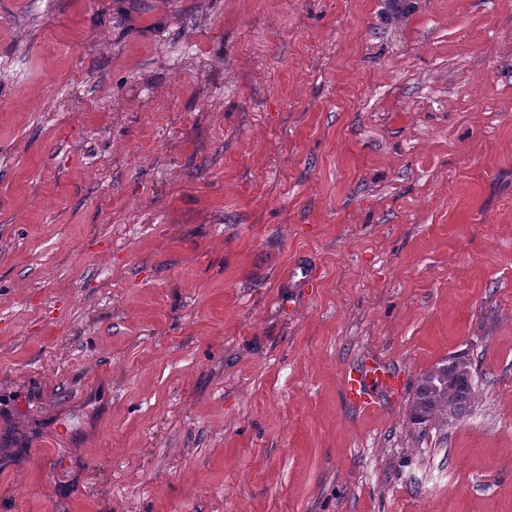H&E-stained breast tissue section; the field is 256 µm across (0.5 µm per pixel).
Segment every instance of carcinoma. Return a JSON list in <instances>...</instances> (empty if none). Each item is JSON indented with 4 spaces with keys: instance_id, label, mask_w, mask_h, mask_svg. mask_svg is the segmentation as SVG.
<instances>
[{
    "instance_id": "carcinoma-1",
    "label": "carcinoma",
    "mask_w": 512,
    "mask_h": 512,
    "mask_svg": "<svg viewBox=\"0 0 512 512\" xmlns=\"http://www.w3.org/2000/svg\"><path fill=\"white\" fill-rule=\"evenodd\" d=\"M474 398L475 384L471 377L456 381L443 392V396L434 398L430 396L426 378L422 376L410 402V422L418 426L432 423L445 425L448 423V412L451 411L456 418H461L471 410Z\"/></svg>"
}]
</instances>
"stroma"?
Segmentation results:
<instances>
[{"label":"stroma","instance_id":"35a3bbf8","mask_svg":"<svg viewBox=\"0 0 512 512\" xmlns=\"http://www.w3.org/2000/svg\"><path fill=\"white\" fill-rule=\"evenodd\" d=\"M0 512H512V0H0ZM448 369L450 374H448ZM426 372L418 380L410 402L409 419L411 424L418 426H427L432 423L448 425L454 420L448 408L456 415V419L471 410L475 398L474 376L458 380L448 387L451 377L471 374L469 359L462 354H452L435 364L430 371L429 385L435 394L443 392V396L439 398L430 396L426 385ZM447 389L448 391H445ZM396 386L393 372L384 364L375 360H365L359 367L351 370L345 382L350 400L370 404L372 389L389 392Z\"/></svg>","mask_w":512,"mask_h":512}]
</instances>
